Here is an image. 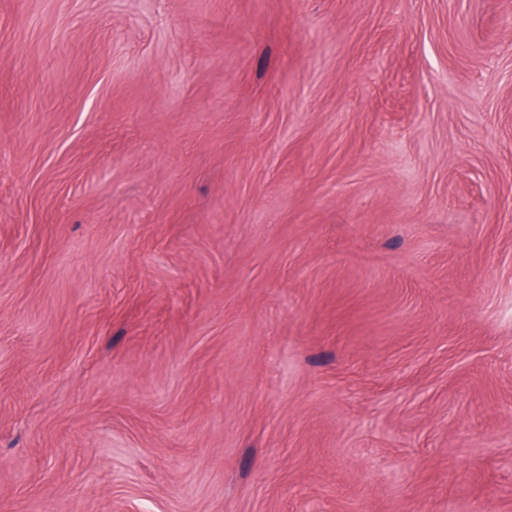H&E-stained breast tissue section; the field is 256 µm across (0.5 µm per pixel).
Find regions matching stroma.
I'll use <instances>...</instances> for the list:
<instances>
[{
    "mask_svg": "<svg viewBox=\"0 0 512 512\" xmlns=\"http://www.w3.org/2000/svg\"><path fill=\"white\" fill-rule=\"evenodd\" d=\"M0 512H512V0H0Z\"/></svg>",
    "mask_w": 512,
    "mask_h": 512,
    "instance_id": "stroma-1",
    "label": "stroma"
}]
</instances>
